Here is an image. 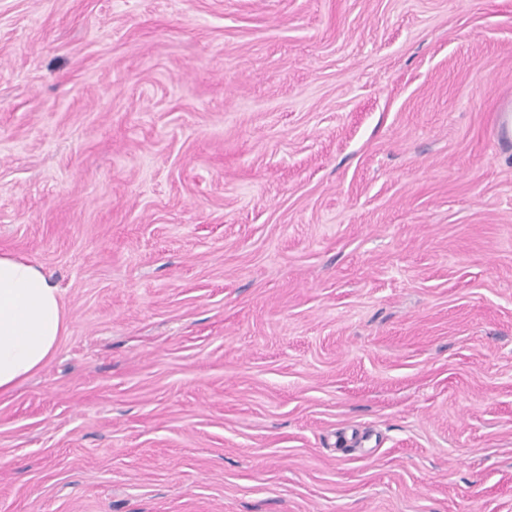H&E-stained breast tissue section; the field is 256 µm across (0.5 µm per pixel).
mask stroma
<instances>
[{
	"label": "stroma",
	"instance_id": "35a3bbf8",
	"mask_svg": "<svg viewBox=\"0 0 512 512\" xmlns=\"http://www.w3.org/2000/svg\"><path fill=\"white\" fill-rule=\"evenodd\" d=\"M507 106L512 0H0V512H512ZM66 329L63 300L42 268L0 252V394L43 368Z\"/></svg>",
	"mask_w": 512,
	"mask_h": 512
}]
</instances>
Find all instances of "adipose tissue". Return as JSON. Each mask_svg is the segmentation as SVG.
<instances>
[{
	"label": "adipose tissue",
	"mask_w": 512,
	"mask_h": 512,
	"mask_svg": "<svg viewBox=\"0 0 512 512\" xmlns=\"http://www.w3.org/2000/svg\"><path fill=\"white\" fill-rule=\"evenodd\" d=\"M66 329L63 300L42 268L0 252V394L43 368Z\"/></svg>",
	"instance_id": "adipose-tissue-1"
}]
</instances>
